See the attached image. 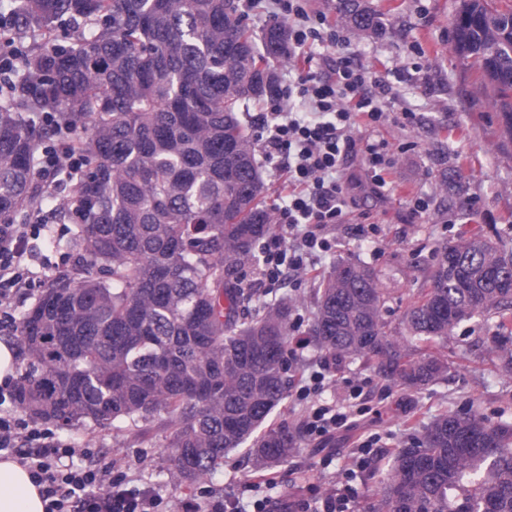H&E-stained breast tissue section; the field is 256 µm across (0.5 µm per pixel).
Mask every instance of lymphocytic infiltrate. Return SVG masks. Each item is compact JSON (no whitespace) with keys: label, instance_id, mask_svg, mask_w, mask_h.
<instances>
[{"label":"lymphocytic infiltrate","instance_id":"obj_1","mask_svg":"<svg viewBox=\"0 0 512 512\" xmlns=\"http://www.w3.org/2000/svg\"><path fill=\"white\" fill-rule=\"evenodd\" d=\"M277 16L291 32L289 56L297 78L270 102L259 121L266 133L263 158L288 175V193L278 208L279 231L263 244L264 282L275 285L283 270L313 273L315 260L327 252L329 225L344 223L349 211L344 171L364 167L375 191L390 186L392 159L382 140H366L363 128L386 120L393 93L390 73L357 62L341 51L342 37L326 17L310 16L305 0H273ZM322 53H313V46ZM30 237L19 224L0 225V307H6L26 282L24 262ZM20 422L0 416V453L26 467L40 486L46 512H154L150 492L125 488L110 471L66 468L61 458L71 448L33 429L19 434Z\"/></svg>","mask_w":512,"mask_h":512}]
</instances>
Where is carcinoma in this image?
I'll use <instances>...</instances> for the list:
<instances>
[{
    "mask_svg": "<svg viewBox=\"0 0 512 512\" xmlns=\"http://www.w3.org/2000/svg\"><path fill=\"white\" fill-rule=\"evenodd\" d=\"M15 2L25 53L0 91V224L41 208L36 157L58 133L42 116H58L83 161L78 176L53 174L61 217L78 225V267L21 316L18 406L61 426L162 416L183 482L242 447L257 471L287 461L303 431L268 420L287 395L294 302L242 270L259 268L256 245L275 228L246 115L281 93L288 26L257 36L234 0ZM336 16L359 37L381 26L365 0H336ZM65 25L74 38L61 45ZM452 41L512 141V0H461ZM430 280L397 339L377 273L338 262L317 289L309 341L330 368L376 357L396 386L422 389L451 363L420 344L480 318L512 370V252L460 238L439 248ZM374 476L365 512H512V424L446 412Z\"/></svg>",
    "mask_w": 512,
    "mask_h": 512,
    "instance_id": "obj_1",
    "label": "carcinoma"
}]
</instances>
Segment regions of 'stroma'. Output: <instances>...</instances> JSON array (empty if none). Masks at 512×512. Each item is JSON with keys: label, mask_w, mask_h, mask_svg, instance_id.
I'll return each mask as SVG.
<instances>
[{"label": "stroma", "mask_w": 512, "mask_h": 512, "mask_svg": "<svg viewBox=\"0 0 512 512\" xmlns=\"http://www.w3.org/2000/svg\"><path fill=\"white\" fill-rule=\"evenodd\" d=\"M370 2L381 15V29L367 39L347 36L344 47L357 52L364 65L395 72L388 118L375 130L393 157L392 188L377 195L364 168L355 167L351 213L347 223L329 226L330 251L318 258L314 274H289L276 289L295 303L300 347L293 359L312 370L324 363L307 341L314 292L337 262L352 258L375 269L388 295L384 317L396 335L412 296L429 286L428 272L439 246L479 234L512 250V143L500 136L491 97L453 50L459 0ZM406 111L414 113V120L403 119ZM419 197L427 209L415 215L411 209ZM59 204V195L49 192L39 218L44 228L37 241L38 258L28 264L29 284L11 300L14 316H21L47 281L72 263L67 242L76 227L58 218ZM488 334L487 326L474 319L434 344L433 353L447 358L452 368L418 391L395 386L373 364L357 360L339 367L337 376L326 377L309 400L288 394L273 421L301 423L312 403L319 402L346 407L356 425L326 443L305 439L297 454L265 476L252 472L244 450L238 449L203 480L178 482L156 420L68 429L44 422L40 428L75 448L64 465L109 467L127 487L150 490L160 502L158 512H181L186 502L194 503L198 512H212L215 503L225 500L250 512L256 499L267 495L291 502L306 496L310 485L320 495L350 487L348 512H364L375 490V467L420 438L442 413L473 409L492 422L512 423V373L494 361ZM351 381L362 386L360 397L351 396ZM365 440L372 444L367 460L357 451Z\"/></svg>", "instance_id": "35a3bbf8"}]
</instances>
